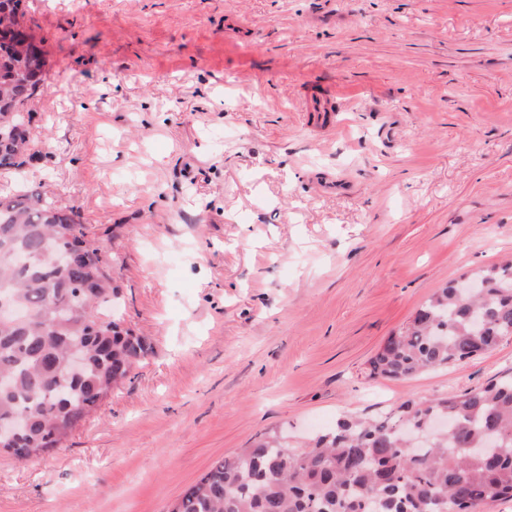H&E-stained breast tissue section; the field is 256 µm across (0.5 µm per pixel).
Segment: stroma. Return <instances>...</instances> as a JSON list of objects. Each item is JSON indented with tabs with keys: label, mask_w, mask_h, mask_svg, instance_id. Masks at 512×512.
Instances as JSON below:
<instances>
[{
	"label": "stroma",
	"mask_w": 512,
	"mask_h": 512,
	"mask_svg": "<svg viewBox=\"0 0 512 512\" xmlns=\"http://www.w3.org/2000/svg\"><path fill=\"white\" fill-rule=\"evenodd\" d=\"M46 52L23 178L112 257L151 352L65 447L0 456V512H167L268 430L445 397L368 361L512 259V0H25Z\"/></svg>",
	"instance_id": "obj_1"
}]
</instances>
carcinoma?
<instances>
[{"instance_id": "carcinoma-1", "label": "carcinoma", "mask_w": 512, "mask_h": 512, "mask_svg": "<svg viewBox=\"0 0 512 512\" xmlns=\"http://www.w3.org/2000/svg\"><path fill=\"white\" fill-rule=\"evenodd\" d=\"M0 0V171L36 156L25 110L42 80L35 43L7 35ZM79 210L36 185L0 191V299L27 309L0 318V452L49 454L124 385L149 345L106 316L119 287L112 259L88 247ZM474 300L459 282L438 289L369 360V377L405 380L466 362L512 337V262L477 273ZM512 498V376L452 398L406 400L373 418L347 415L305 448L277 432L215 460L169 512H486Z\"/></svg>"}]
</instances>
